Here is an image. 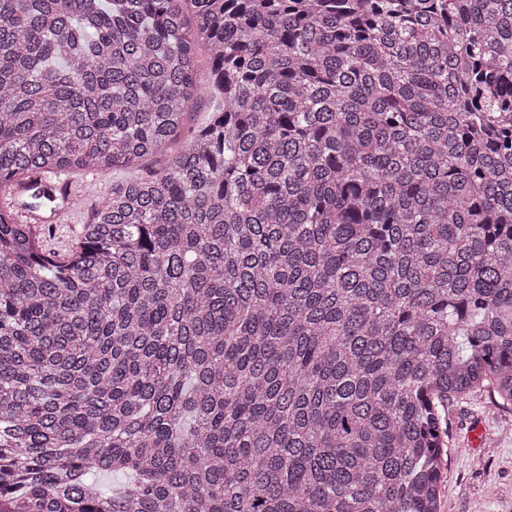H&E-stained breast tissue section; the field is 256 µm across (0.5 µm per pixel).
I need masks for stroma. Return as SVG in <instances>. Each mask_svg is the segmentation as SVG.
<instances>
[{"label":"stroma","mask_w":512,"mask_h":512,"mask_svg":"<svg viewBox=\"0 0 512 512\" xmlns=\"http://www.w3.org/2000/svg\"><path fill=\"white\" fill-rule=\"evenodd\" d=\"M59 179L81 194L78 205L54 224L48 239L50 247L63 253L111 192L112 178L86 170L65 172ZM481 422L487 427V438L471 446L469 436ZM448 446L440 512H512V408L498 406L482 391L450 403Z\"/></svg>","instance_id":"stroma-1"}]
</instances>
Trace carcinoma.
<instances>
[{
  "label": "carcinoma",
  "mask_w": 512,
  "mask_h": 512,
  "mask_svg": "<svg viewBox=\"0 0 512 512\" xmlns=\"http://www.w3.org/2000/svg\"><path fill=\"white\" fill-rule=\"evenodd\" d=\"M202 94L67 254L0 205V512H438L512 405V0H0V194Z\"/></svg>",
  "instance_id": "cac0c4a2"
}]
</instances>
